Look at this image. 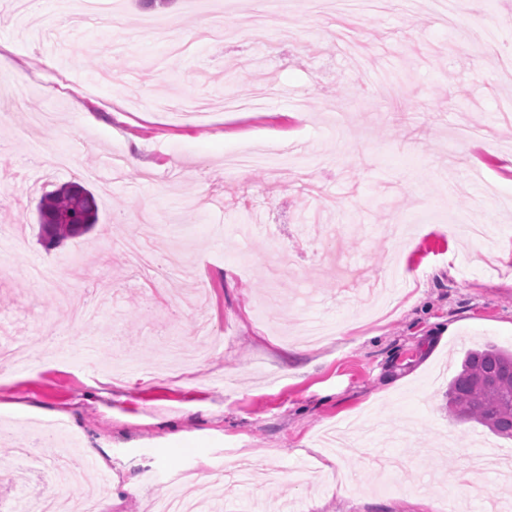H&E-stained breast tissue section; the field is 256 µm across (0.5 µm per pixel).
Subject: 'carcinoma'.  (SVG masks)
<instances>
[{
    "label": "carcinoma",
    "instance_id": "1",
    "mask_svg": "<svg viewBox=\"0 0 512 512\" xmlns=\"http://www.w3.org/2000/svg\"><path fill=\"white\" fill-rule=\"evenodd\" d=\"M37 210L47 249L86 233L98 220L94 194L77 183L44 194ZM448 414L512 440V350L489 346L468 352L448 382Z\"/></svg>",
    "mask_w": 512,
    "mask_h": 512
}]
</instances>
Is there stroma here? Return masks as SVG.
<instances>
[{
	"label": "stroma",
	"mask_w": 512,
	"mask_h": 512,
	"mask_svg": "<svg viewBox=\"0 0 512 512\" xmlns=\"http://www.w3.org/2000/svg\"><path fill=\"white\" fill-rule=\"evenodd\" d=\"M125 26L110 28L108 12ZM0 10V339L29 365L0 364V512L34 494L77 512L84 488L52 468L20 485L15 449L61 424L43 458L73 448L99 478L102 512H150L194 492L191 472L239 459L253 484L224 512L294 503L297 512H442L496 489L512 440L448 415L466 352L512 348V0H97L83 26ZM52 57L53 67L42 60ZM26 79H19L18 71ZM271 79L246 112H166L155 98L237 96ZM294 164L230 175L232 153ZM121 153L139 165L114 170ZM78 183L98 203L83 236L46 249L42 194ZM149 238L141 270L110 245ZM180 251L188 267L162 265ZM51 263V292L30 266ZM105 296L93 348L53 289ZM350 335L290 342L300 320ZM361 449L333 467L321 435Z\"/></svg>",
	"instance_id": "stroma-1"
}]
</instances>
